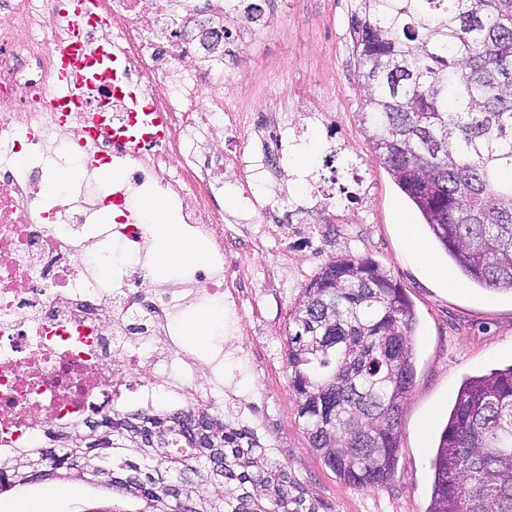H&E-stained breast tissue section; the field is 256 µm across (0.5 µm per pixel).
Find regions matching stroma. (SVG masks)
<instances>
[{"instance_id": "1", "label": "stroma", "mask_w": 512, "mask_h": 512, "mask_svg": "<svg viewBox=\"0 0 512 512\" xmlns=\"http://www.w3.org/2000/svg\"><path fill=\"white\" fill-rule=\"evenodd\" d=\"M351 8L352 0H294L271 19L274 35L243 46L252 68L225 69L224 96L234 97L238 86L255 80L264 81L275 95L286 83L299 84L313 76L326 83L341 114L347 143L338 158L363 164L373 190L355 212L363 233L353 239L344 235L323 239L318 260L323 263L344 252L373 258L405 286L419 318L415 382L401 419L397 471L384 486L356 488L341 480L310 448L290 388L284 320L258 351L259 357L272 360L266 380L267 430L278 442L276 458L304 485L307 499L317 504L319 512H425L433 478L431 460L462 380L512 364V293L475 287L460 279L419 212L370 152L358 115L363 91L347 29ZM282 37L294 40L295 50L288 67L274 71L266 62L278 53ZM408 226L442 269V276L425 273L407 244L404 229ZM214 314L223 335L208 336L200 344L182 340L186 355L208 359L218 344L245 339L256 328L250 315L237 319L219 307ZM21 501L42 502L45 512H99L115 500L111 490L102 486L84 484L70 490L49 479L1 495L0 512H13Z\"/></svg>"}]
</instances>
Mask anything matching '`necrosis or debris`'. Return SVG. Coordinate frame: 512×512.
Listing matches in <instances>:
<instances>
[{
  "instance_id": "necrosis-or-debris-1",
  "label": "necrosis or debris",
  "mask_w": 512,
  "mask_h": 512,
  "mask_svg": "<svg viewBox=\"0 0 512 512\" xmlns=\"http://www.w3.org/2000/svg\"><path fill=\"white\" fill-rule=\"evenodd\" d=\"M97 2L88 38L111 42L121 78L138 92L132 102L113 89V126L136 107L166 119L164 135L133 153L92 141L86 113L57 111L52 99L74 0H0V454L64 439L132 401L153 413L223 412L235 390L180 354L178 311L217 301L267 322L253 279L269 291L300 279L326 236L306 225L303 207L252 191L283 170L288 131H320L322 164L333 167L338 127L321 98L296 90L273 98L247 87L225 99V52L259 33L248 0ZM231 9L242 21L228 32ZM74 158L86 178L70 185L59 169ZM108 163L118 177L106 188L95 171ZM228 187L253 223L225 218ZM157 196L207 252L165 284L146 266L141 204ZM104 206L112 224L88 236ZM272 243L276 261L255 271L253 258Z\"/></svg>"
}]
</instances>
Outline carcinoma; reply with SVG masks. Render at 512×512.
I'll list each match as a JSON object with an SVG mask.
<instances>
[{
	"instance_id": "cac0c4a2",
	"label": "carcinoma",
	"mask_w": 512,
	"mask_h": 512,
	"mask_svg": "<svg viewBox=\"0 0 512 512\" xmlns=\"http://www.w3.org/2000/svg\"><path fill=\"white\" fill-rule=\"evenodd\" d=\"M350 36L376 158L461 275L512 291V0H353ZM416 324L403 285L350 253L290 314L298 418L354 487L395 475ZM432 467L427 512H512V364L462 383ZM45 477L105 485L134 512H318L246 424L194 406L114 413L0 458V494Z\"/></svg>"
}]
</instances>
